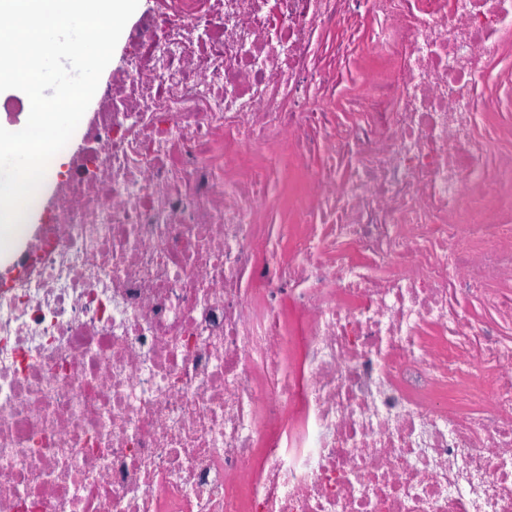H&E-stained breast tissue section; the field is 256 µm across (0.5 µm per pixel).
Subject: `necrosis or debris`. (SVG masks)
Masks as SVG:
<instances>
[{
    "mask_svg": "<svg viewBox=\"0 0 512 512\" xmlns=\"http://www.w3.org/2000/svg\"><path fill=\"white\" fill-rule=\"evenodd\" d=\"M511 39L147 0L0 287V512H512Z\"/></svg>",
    "mask_w": 512,
    "mask_h": 512,
    "instance_id": "necrosis-or-debris-1",
    "label": "necrosis or debris"
}]
</instances>
